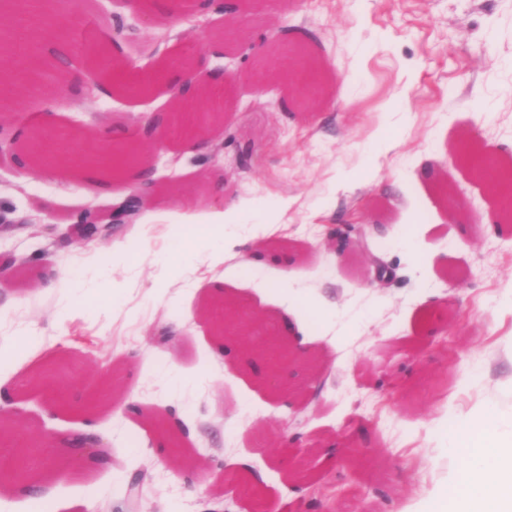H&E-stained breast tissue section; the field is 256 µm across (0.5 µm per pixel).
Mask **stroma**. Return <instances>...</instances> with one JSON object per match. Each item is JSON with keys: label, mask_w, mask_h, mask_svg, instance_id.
Segmentation results:
<instances>
[{"label": "stroma", "mask_w": 512, "mask_h": 512, "mask_svg": "<svg viewBox=\"0 0 512 512\" xmlns=\"http://www.w3.org/2000/svg\"><path fill=\"white\" fill-rule=\"evenodd\" d=\"M180 2L170 15L157 0L145 10L76 0L67 13L0 0V79L13 95L0 125L18 156L0 170V225L33 222L0 232V257L15 260L0 275V344L36 355L34 366L0 369V415L14 436L68 461L61 472L31 467L55 512H129L124 491L138 470L139 512H254L221 483L243 468L262 476L267 512H420L459 466L457 419L497 412L496 429H474L489 446L512 432V221L456 150L475 135L476 153L512 169V0H246L230 26L201 0ZM271 29L320 65L310 111L281 82L250 75ZM88 30L125 66V88L64 52ZM187 58L224 104L207 117V151L160 124L137 146L158 193L132 223L105 240L40 232L130 194L128 175L92 182L49 168L88 138L106 152L124 130L167 115ZM162 67L168 80H155ZM34 124L53 134L37 159L22 146ZM381 125L392 130L386 149L372 138ZM228 194L254 215L280 200L288 208L260 237L236 229L243 244L223 265L195 262L153 291L154 257L182 247L170 225ZM340 224L364 230L342 252L326 241ZM408 227L414 255L401 244ZM372 255L393 267L391 280L374 282ZM48 262L56 275L44 280ZM103 279L125 282L124 294L61 320L77 284ZM225 299L274 324L290 314L312 336L317 366L290 373L295 393L273 396L263 365L219 341L206 310ZM57 362L67 412L28 386L33 368ZM171 365L181 389L165 379ZM100 375L114 410L92 416L82 408ZM156 419L187 424L184 449L159 439ZM88 426L108 459L91 471L63 449Z\"/></svg>", "instance_id": "35a3bbf8"}]
</instances>
